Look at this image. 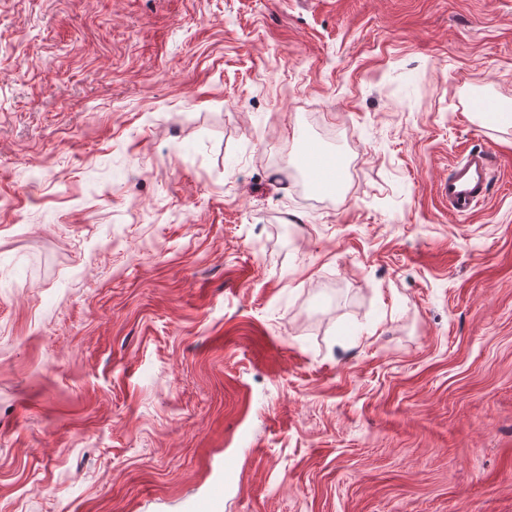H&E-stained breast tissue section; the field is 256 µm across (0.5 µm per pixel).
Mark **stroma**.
I'll return each instance as SVG.
<instances>
[{
    "label": "stroma",
    "instance_id": "stroma-1",
    "mask_svg": "<svg viewBox=\"0 0 512 512\" xmlns=\"http://www.w3.org/2000/svg\"><path fill=\"white\" fill-rule=\"evenodd\" d=\"M486 97L512 0H0V512H512ZM306 165L310 174L311 183L316 189H335L334 170L325 163L315 150H309L306 157ZM491 149L468 154L456 162L448 173L441 192L448 199V212L466 216L485 200L490 185ZM238 464L235 458L224 459V475L220 484L201 502L196 504L195 512H221L224 502V489L237 482Z\"/></svg>",
    "mask_w": 512,
    "mask_h": 512
}]
</instances>
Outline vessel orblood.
I'll use <instances>...</instances> for the list:
<instances>
[{"label": "vessel or blood", "mask_w": 512, "mask_h": 512, "mask_svg": "<svg viewBox=\"0 0 512 512\" xmlns=\"http://www.w3.org/2000/svg\"><path fill=\"white\" fill-rule=\"evenodd\" d=\"M306 165L311 183L318 189H334L335 172L316 151H309ZM491 151L483 149L467 155L456 162L448 173L441 192L448 200V211L457 216L473 212L476 205L488 195L490 185ZM238 479V464L235 458L224 460V475L205 499L196 504V512H222L225 487L234 485Z\"/></svg>", "instance_id": "vessel-or-blood-1"}]
</instances>
